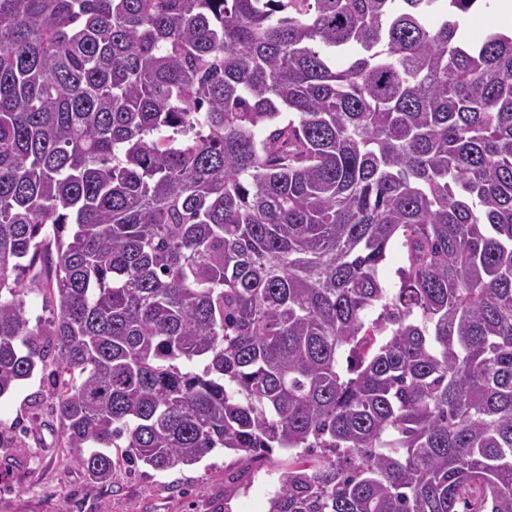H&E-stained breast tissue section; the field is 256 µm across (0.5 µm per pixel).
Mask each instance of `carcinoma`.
Listing matches in <instances>:
<instances>
[{
	"label": "carcinoma",
	"instance_id": "1",
	"mask_svg": "<svg viewBox=\"0 0 512 512\" xmlns=\"http://www.w3.org/2000/svg\"><path fill=\"white\" fill-rule=\"evenodd\" d=\"M489 6L0 0V397L43 372L102 487L280 448L268 512H512V34L459 35Z\"/></svg>",
	"mask_w": 512,
	"mask_h": 512
}]
</instances>
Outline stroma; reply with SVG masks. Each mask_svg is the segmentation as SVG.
I'll use <instances>...</instances> for the list:
<instances>
[{
    "label": "stroma",
    "mask_w": 512,
    "mask_h": 512,
    "mask_svg": "<svg viewBox=\"0 0 512 512\" xmlns=\"http://www.w3.org/2000/svg\"><path fill=\"white\" fill-rule=\"evenodd\" d=\"M44 390L36 375L0 398V427L20 423L28 429L24 447L0 448V512H68L75 506L81 512H214L225 502L231 512H268V500L288 466V452L275 450L252 466L229 501L224 489L238 467L233 455L220 448L191 467L121 468L110 486L100 488L60 448L55 419L46 414L32 418L29 399Z\"/></svg>",
    "instance_id": "35a3bbf8"
}]
</instances>
